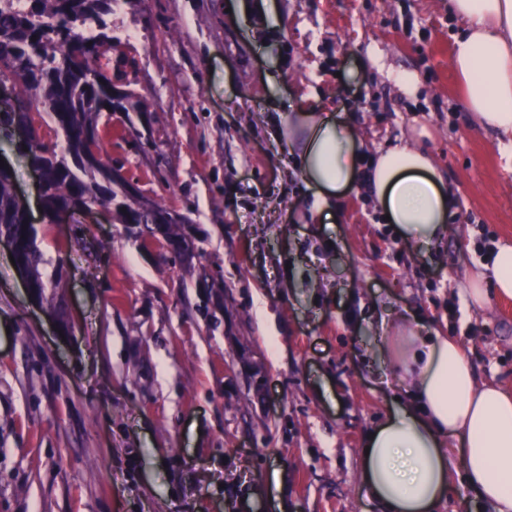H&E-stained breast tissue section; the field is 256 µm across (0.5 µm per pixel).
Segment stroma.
I'll return each mask as SVG.
<instances>
[{"label": "stroma", "instance_id": "35a3bbf8", "mask_svg": "<svg viewBox=\"0 0 512 512\" xmlns=\"http://www.w3.org/2000/svg\"><path fill=\"white\" fill-rule=\"evenodd\" d=\"M113 20L135 110L103 147L197 249L72 211L37 226L61 278L36 303L0 248V512H379L360 447L402 388L364 361L376 308L435 322L512 387V298L470 299L477 237L512 242V160L460 105L448 0H130ZM293 106L368 156L429 150L458 200L448 238L418 247L356 187L316 223L269 132Z\"/></svg>", "mask_w": 512, "mask_h": 512}]
</instances>
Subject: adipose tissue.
Here are the masks:
<instances>
[{
  "mask_svg": "<svg viewBox=\"0 0 512 512\" xmlns=\"http://www.w3.org/2000/svg\"><path fill=\"white\" fill-rule=\"evenodd\" d=\"M448 9L463 26L451 56L465 86L462 107L479 129L512 144V0H448ZM276 142L315 189L317 214H330L331 201L360 182L405 238L428 247L447 235L456 199L422 147L401 144L367 160L331 113L299 108ZM488 267L489 277L471 288L479 306L512 297V244L490 255ZM382 324L384 355L373 372L397 377L408 400L363 440L369 498L381 512H436L460 483L494 512H512V392L479 383L460 344L430 325L395 311ZM452 439L461 454L448 448Z\"/></svg>",
  "mask_w": 512,
  "mask_h": 512,
  "instance_id": "1",
  "label": "adipose tissue"
}]
</instances>
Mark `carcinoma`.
Masks as SVG:
<instances>
[{
	"label": "carcinoma",
	"mask_w": 512,
	"mask_h": 512,
	"mask_svg": "<svg viewBox=\"0 0 512 512\" xmlns=\"http://www.w3.org/2000/svg\"><path fill=\"white\" fill-rule=\"evenodd\" d=\"M119 0H24L16 8L0 0V83H8L48 114L65 146L41 141L32 114L3 111L0 128L25 126L31 133L30 162L44 169L41 206L46 216L61 207L99 205L120 224L151 229L164 205L143 211L112 181V165L94 158L90 144L100 141L102 115L127 112L131 94L114 82L109 63L101 62L120 44L105 16ZM0 234L20 244L26 271L40 299L54 277L42 270L37 228L28 223L26 205L13 193V176L0 171Z\"/></svg>",
	"instance_id": "cac0c4a2"
}]
</instances>
